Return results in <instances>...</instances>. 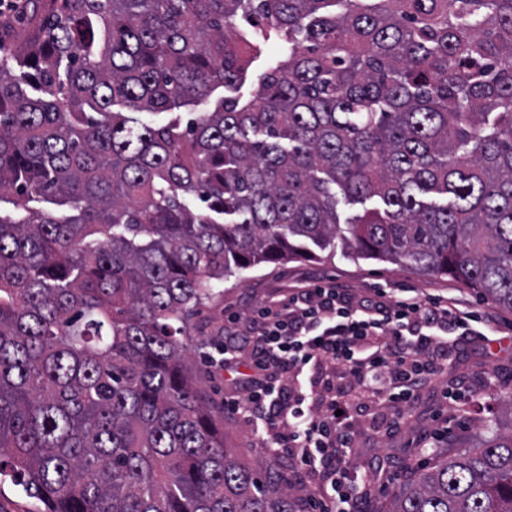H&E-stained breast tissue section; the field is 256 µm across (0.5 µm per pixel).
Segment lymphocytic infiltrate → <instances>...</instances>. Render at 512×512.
Wrapping results in <instances>:
<instances>
[{
	"mask_svg": "<svg viewBox=\"0 0 512 512\" xmlns=\"http://www.w3.org/2000/svg\"><path fill=\"white\" fill-rule=\"evenodd\" d=\"M498 318L440 288L409 294L377 288L357 296L335 279H301L224 320V369L250 372L224 411L264 431L268 456L288 461L302 492L295 512H367L375 483L350 466L356 414L379 411L401 430L425 389L460 359L472 337L502 335Z\"/></svg>",
	"mask_w": 512,
	"mask_h": 512,
	"instance_id": "lymphocytic-infiltrate-1",
	"label": "lymphocytic infiltrate"
}]
</instances>
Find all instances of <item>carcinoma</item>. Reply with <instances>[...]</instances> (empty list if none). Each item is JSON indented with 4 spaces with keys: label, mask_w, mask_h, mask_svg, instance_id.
Here are the masks:
<instances>
[{
    "label": "carcinoma",
    "mask_w": 512,
    "mask_h": 512,
    "mask_svg": "<svg viewBox=\"0 0 512 512\" xmlns=\"http://www.w3.org/2000/svg\"><path fill=\"white\" fill-rule=\"evenodd\" d=\"M338 253L512 312V0H23L0 21V477L45 512H290L286 479L224 446L179 336L230 278ZM388 512H512V425ZM274 53L275 49L273 46L263 48L261 54L256 57L250 67L246 82L240 89V95L246 97L256 87L258 79L269 67Z\"/></svg>",
    "instance_id": "cac0c4a2"
}]
</instances>
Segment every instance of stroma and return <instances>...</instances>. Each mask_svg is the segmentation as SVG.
Here are the masks:
<instances>
[{"label":"stroma","instance_id":"stroma-1","mask_svg":"<svg viewBox=\"0 0 512 512\" xmlns=\"http://www.w3.org/2000/svg\"><path fill=\"white\" fill-rule=\"evenodd\" d=\"M303 277L337 278L346 281L360 296L379 284L419 292L450 288L466 294L477 308L485 310L489 307L473 289L454 278L427 277L405 265L357 262L339 255L325 261H298L254 268L244 272L241 280L225 283L222 293L206 302L191 318L184 340L196 350L195 382L217 420L224 425L225 446L251 462L264 456L260 439L253 435L247 422L224 413L226 375L215 362L224 345V313L228 310L250 313L277 288ZM464 381L471 387L472 399L463 404L446 403L445 391L457 390ZM511 394L512 341L505 339L489 348L482 344L469 345L459 361L420 393L408 427L390 436H376L367 428H360L351 465L361 470L368 462L380 460L386 474L402 471L414 461L410 442L438 428L435 414L439 411L447 417L448 428L453 434L451 450L464 449L487 435L491 424L504 426L511 421L498 410L501 400Z\"/></svg>","mask_w":512,"mask_h":512}]
</instances>
